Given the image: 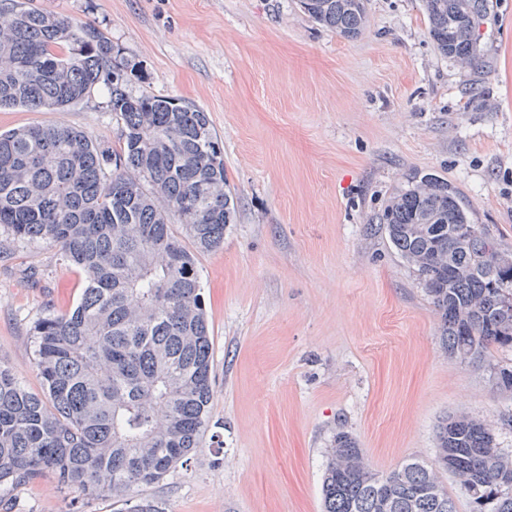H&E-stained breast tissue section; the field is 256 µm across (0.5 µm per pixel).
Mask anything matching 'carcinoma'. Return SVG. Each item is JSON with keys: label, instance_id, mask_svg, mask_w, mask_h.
Returning <instances> with one entry per match:
<instances>
[{"label": "carcinoma", "instance_id": "obj_1", "mask_svg": "<svg viewBox=\"0 0 512 512\" xmlns=\"http://www.w3.org/2000/svg\"><path fill=\"white\" fill-rule=\"evenodd\" d=\"M428 35L460 64L490 0H422ZM344 38L366 29L365 0H301ZM112 40L20 0H0V111H62L96 87L123 124L119 147L62 125L0 132V227L60 247L87 274L76 307L32 327L48 398L0 366V486L52 476L89 499H123L188 461L213 399L212 345L196 255L224 244L237 203L224 143L207 113L112 81ZM383 229L416 271L461 363L512 346V251L474 223L457 190L433 174L407 179ZM438 454L382 476L355 438L328 450L323 512H456L441 474L471 512H512V456L479 420L450 416Z\"/></svg>", "mask_w": 512, "mask_h": 512}]
</instances>
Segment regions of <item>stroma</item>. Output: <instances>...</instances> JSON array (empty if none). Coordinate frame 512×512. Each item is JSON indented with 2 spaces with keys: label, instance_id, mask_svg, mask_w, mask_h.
Returning <instances> with one entry per match:
<instances>
[{
  "label": "stroma",
  "instance_id": "stroma-1",
  "mask_svg": "<svg viewBox=\"0 0 512 512\" xmlns=\"http://www.w3.org/2000/svg\"><path fill=\"white\" fill-rule=\"evenodd\" d=\"M103 31L128 89L195 105L224 142L237 220L198 255L213 339L210 423L196 454L129 496L168 512H322L326 451L349 432L381 475L433 460L442 418L464 413L512 454V391L461 363L380 216L413 173L451 182L512 250V0H492L478 60L427 34L421 0H367L354 39L299 0H28ZM58 124L118 145L122 123L92 91L62 112H0V131ZM85 272L59 247L0 231V366L46 390L31 329L73 309ZM44 476L0 493V512H124Z\"/></svg>",
  "mask_w": 512,
  "mask_h": 512
}]
</instances>
